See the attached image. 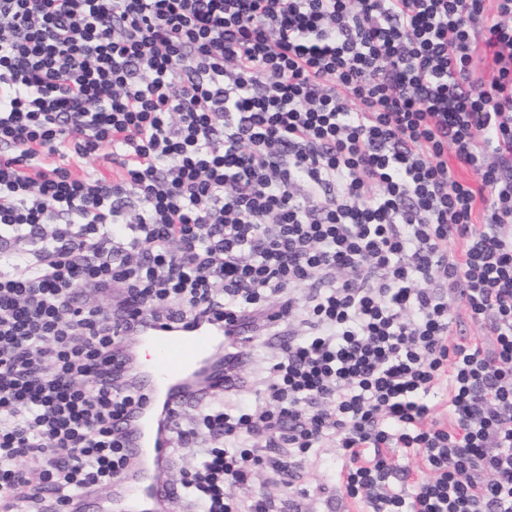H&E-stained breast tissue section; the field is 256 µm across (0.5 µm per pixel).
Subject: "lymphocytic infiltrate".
Returning <instances> with one entry per match:
<instances>
[{
	"label": "lymphocytic infiltrate",
	"mask_w": 512,
	"mask_h": 512,
	"mask_svg": "<svg viewBox=\"0 0 512 512\" xmlns=\"http://www.w3.org/2000/svg\"><path fill=\"white\" fill-rule=\"evenodd\" d=\"M0 253L34 257L0 272V512L137 467L130 337L191 323L230 384L166 427L183 512H275L228 486L324 447L363 512H512V0H0Z\"/></svg>",
	"instance_id": "f902f5d3"
}]
</instances>
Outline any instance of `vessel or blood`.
Instances as JSON below:
<instances>
[{
    "label": "vessel or blood",
    "mask_w": 512,
    "mask_h": 512,
    "mask_svg": "<svg viewBox=\"0 0 512 512\" xmlns=\"http://www.w3.org/2000/svg\"><path fill=\"white\" fill-rule=\"evenodd\" d=\"M138 341L152 353L141 369L140 387L148 397L147 408L137 410L130 445L132 454L149 462L151 472L125 475L115 483L114 512H163L171 487L162 485L157 473L168 459L164 439L155 420L159 411L174 412L171 392L202 370L212 369L224 346L222 327L197 324L188 329L145 326Z\"/></svg>",
    "instance_id": "vessel-or-blood-1"
}]
</instances>
